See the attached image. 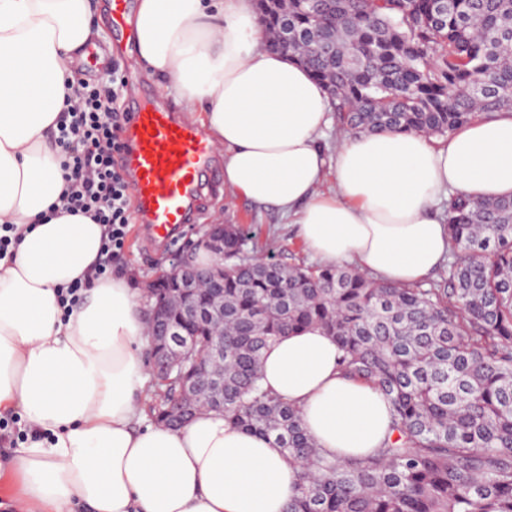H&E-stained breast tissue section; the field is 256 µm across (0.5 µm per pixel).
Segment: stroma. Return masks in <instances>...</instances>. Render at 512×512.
Returning a JSON list of instances; mask_svg holds the SVG:
<instances>
[{
    "label": "stroma",
    "instance_id": "stroma-1",
    "mask_svg": "<svg viewBox=\"0 0 512 512\" xmlns=\"http://www.w3.org/2000/svg\"><path fill=\"white\" fill-rule=\"evenodd\" d=\"M99 14L104 21L102 33L96 40L97 55L86 56L75 70L82 78H90L96 69L97 57L114 56L127 70L128 89L131 95L144 103L153 98H162L171 111H179L180 106L174 96L159 81L147 79L138 62L137 52L131 27L111 28L108 0H98ZM224 219L228 224L244 225L247 231L248 246L256 248L259 255L273 258L283 263H313L311 256L294 225L273 210L254 207L247 199L221 192L212 200L202 223L185 226L174 241L161 249H151L142 232L140 224L129 226V236L122 255L112 262V271L116 274H130L131 285L144 289L155 273L162 268H170L171 259L190 239L196 238L202 224L212 223L215 219Z\"/></svg>",
    "mask_w": 512,
    "mask_h": 512
}]
</instances>
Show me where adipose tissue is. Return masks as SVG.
Returning a JSON list of instances; mask_svg holds the SVG:
<instances>
[{
  "label": "adipose tissue",
  "instance_id": "ef3b65f1",
  "mask_svg": "<svg viewBox=\"0 0 512 512\" xmlns=\"http://www.w3.org/2000/svg\"><path fill=\"white\" fill-rule=\"evenodd\" d=\"M139 62L224 151V187L291 217L310 254L370 278L421 283L448 259L441 204L512 197V113L448 139L340 134L308 69L265 47L253 0H139ZM99 28L90 0H0V224L23 233L0 258V414L28 427L6 468L12 512H284L298 466L271 440L203 410L143 425L147 324L127 279L99 280L102 227L51 213L65 186L54 141L73 68ZM332 191H323L326 180ZM88 288L63 311L58 288ZM318 327L263 352L264 388L296 406L318 448L380 447L390 406L344 377Z\"/></svg>",
  "mask_w": 512,
  "mask_h": 512
}]
</instances>
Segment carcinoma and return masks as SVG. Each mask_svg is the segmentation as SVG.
<instances>
[{
	"mask_svg": "<svg viewBox=\"0 0 512 512\" xmlns=\"http://www.w3.org/2000/svg\"><path fill=\"white\" fill-rule=\"evenodd\" d=\"M255 2L270 48L312 72L346 132L445 140L512 110V0ZM444 221L451 258L426 288L250 255L224 225V361L199 370L218 321L196 325L194 350L153 375L151 419L210 409L273 439L300 466L285 512H512V198L453 196ZM309 326L390 402L392 434L369 455L321 453L260 385L262 351Z\"/></svg>",
	"mask_w": 512,
	"mask_h": 512,
	"instance_id": "obj_1",
	"label": "carcinoma"
}]
</instances>
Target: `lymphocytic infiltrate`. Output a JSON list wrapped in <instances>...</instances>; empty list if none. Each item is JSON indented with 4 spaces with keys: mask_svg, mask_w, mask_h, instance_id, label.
Masks as SVG:
<instances>
[{
    "mask_svg": "<svg viewBox=\"0 0 512 512\" xmlns=\"http://www.w3.org/2000/svg\"><path fill=\"white\" fill-rule=\"evenodd\" d=\"M126 85V74L117 64L96 81L79 80L66 97L55 138L64 157V208L91 217L103 228L95 268L100 277L111 275L132 220L131 186L114 163L125 149L131 120L121 105Z\"/></svg>",
    "mask_w": 512,
    "mask_h": 512,
    "instance_id": "f902f5d3",
    "label": "lymphocytic infiltrate"
}]
</instances>
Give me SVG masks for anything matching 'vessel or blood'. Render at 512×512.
<instances>
[{
  "instance_id": "vessel-or-blood-1",
  "label": "vessel or blood",
  "mask_w": 512,
  "mask_h": 512,
  "mask_svg": "<svg viewBox=\"0 0 512 512\" xmlns=\"http://www.w3.org/2000/svg\"><path fill=\"white\" fill-rule=\"evenodd\" d=\"M130 112L119 163L132 185L139 223L153 240L168 244L220 187L218 175L204 168L215 148L168 108L141 103Z\"/></svg>"
}]
</instances>
